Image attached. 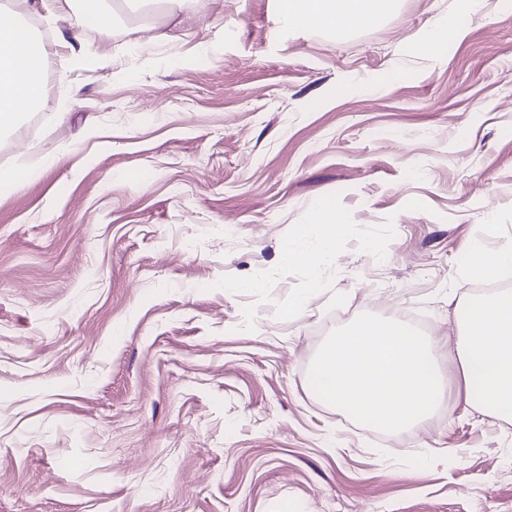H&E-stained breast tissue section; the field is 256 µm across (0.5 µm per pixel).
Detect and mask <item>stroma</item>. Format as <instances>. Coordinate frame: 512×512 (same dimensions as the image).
<instances>
[{
  "label": "stroma",
  "instance_id": "stroma-1",
  "mask_svg": "<svg viewBox=\"0 0 512 512\" xmlns=\"http://www.w3.org/2000/svg\"><path fill=\"white\" fill-rule=\"evenodd\" d=\"M343 34L278 0L12 7L48 48L0 133V512H512V418L464 402L467 250L512 248V0ZM332 258L289 263L314 202ZM300 311L283 317L293 304ZM424 325L449 387L406 437L307 387L333 329ZM60 9L67 13L73 12L77 24L84 23L88 16L98 17V27L102 30V34L108 37L111 32V18L104 8V0H57ZM73 4L76 7H73ZM446 34L447 23L443 21L436 22L432 29L416 42V46L423 52L435 54L444 45L443 41Z\"/></svg>",
  "mask_w": 512,
  "mask_h": 512
}]
</instances>
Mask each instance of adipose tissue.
Here are the masks:
<instances>
[{
    "mask_svg": "<svg viewBox=\"0 0 512 512\" xmlns=\"http://www.w3.org/2000/svg\"><path fill=\"white\" fill-rule=\"evenodd\" d=\"M395 0H280L284 27L344 33L389 15ZM46 48L18 13L0 6V130L14 127L36 108L44 91ZM310 249L289 254L290 263L332 257L339 217L331 200L314 206ZM455 351L465 383L464 401L494 417H512V294L466 303Z\"/></svg>",
    "mask_w": 512,
    "mask_h": 512,
    "instance_id": "obj_1",
    "label": "adipose tissue"
}]
</instances>
